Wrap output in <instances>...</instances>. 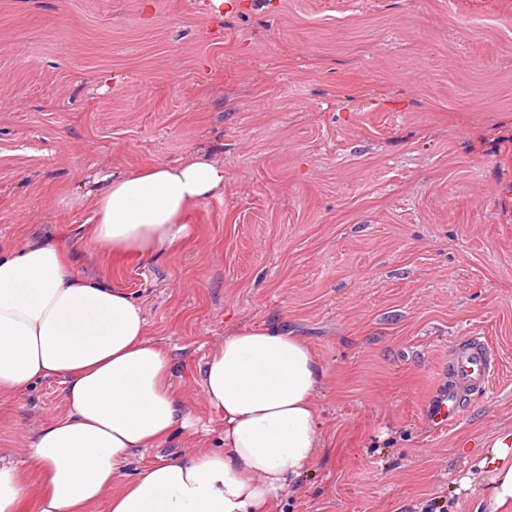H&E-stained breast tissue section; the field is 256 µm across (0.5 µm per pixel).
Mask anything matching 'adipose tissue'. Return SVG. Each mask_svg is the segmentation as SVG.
Segmentation results:
<instances>
[{
	"label": "adipose tissue",
	"instance_id": "ef3b65f1",
	"mask_svg": "<svg viewBox=\"0 0 512 512\" xmlns=\"http://www.w3.org/2000/svg\"><path fill=\"white\" fill-rule=\"evenodd\" d=\"M223 189V164L204 153L105 177L90 237L154 258L187 235L189 209ZM173 369L141 304L107 277L80 273L63 243L0 251V403L46 378L64 385L62 411L25 443L26 468L0 448V512H21L32 497L38 512H91L102 500L108 512H270L325 446L316 408L323 369L310 347L277 327L226 329L200 367L223 449L140 464L114 488L133 455L190 423ZM477 467L492 474L495 512H506L512 432Z\"/></svg>",
	"mask_w": 512,
	"mask_h": 512
}]
</instances>
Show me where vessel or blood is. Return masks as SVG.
I'll return each instance as SVG.
<instances>
[{
    "mask_svg": "<svg viewBox=\"0 0 512 512\" xmlns=\"http://www.w3.org/2000/svg\"><path fill=\"white\" fill-rule=\"evenodd\" d=\"M450 367L452 385L436 391L427 409L433 424L440 429L459 417L464 392L487 388L494 374L495 359L485 344L468 343L452 353Z\"/></svg>",
    "mask_w": 512,
    "mask_h": 512,
    "instance_id": "obj_1",
    "label": "vessel or blood"
}]
</instances>
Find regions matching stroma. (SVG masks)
Here are the masks:
<instances>
[{
	"mask_svg": "<svg viewBox=\"0 0 512 512\" xmlns=\"http://www.w3.org/2000/svg\"><path fill=\"white\" fill-rule=\"evenodd\" d=\"M0 0V248L76 245L176 360L187 429L221 448L199 368L226 327L320 361L325 446L274 512H490L476 460L512 430V0ZM205 152L224 190L147 261L90 241L100 179ZM488 387L427 418L470 338ZM0 404V448L63 409Z\"/></svg>",
	"mask_w": 512,
	"mask_h": 512,
	"instance_id": "1",
	"label": "stroma"
}]
</instances>
